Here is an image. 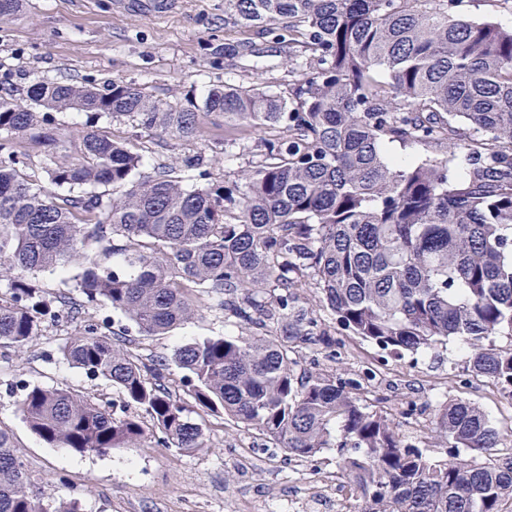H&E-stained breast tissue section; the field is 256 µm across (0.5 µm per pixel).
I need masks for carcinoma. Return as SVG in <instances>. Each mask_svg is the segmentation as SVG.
I'll return each mask as SVG.
<instances>
[{
    "instance_id": "carcinoma-1",
    "label": "carcinoma",
    "mask_w": 512,
    "mask_h": 512,
    "mask_svg": "<svg viewBox=\"0 0 512 512\" xmlns=\"http://www.w3.org/2000/svg\"><path fill=\"white\" fill-rule=\"evenodd\" d=\"M470 0H224V23L288 47L308 72L288 96L266 83L211 86L201 102H161L123 81L97 87L37 78L25 101L0 96V347H25L46 325L80 319L64 356L141 413L120 415L61 385H23L20 408L50 446L107 454L138 448L147 425L180 454L204 447L191 414L256 430L288 457L336 449L356 512H500L512 456L478 406L437 405L446 457L408 442L358 382L298 373L294 343L315 325L292 318V290L310 274L336 322L394 356L457 338L467 368L512 403V27L466 14ZM263 53L226 43L228 58ZM82 112L68 133L52 112ZM279 127L244 182L212 178L202 155L146 172L102 119L185 141L205 120ZM423 147L388 159L383 141ZM29 141L47 149L49 186L27 173ZM75 145L77 157L67 155ZM206 180L189 185L191 171ZM112 187L107 195L99 188ZM78 272L82 303L50 294L37 274ZM219 305L250 335L177 346L170 359L134 355L104 331V302L143 336L166 335ZM182 370L172 389L170 365ZM0 429V512H79L41 503Z\"/></svg>"
}]
</instances>
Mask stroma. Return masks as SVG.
Segmentation results:
<instances>
[{
  "mask_svg": "<svg viewBox=\"0 0 512 512\" xmlns=\"http://www.w3.org/2000/svg\"><path fill=\"white\" fill-rule=\"evenodd\" d=\"M118 0H24L0 23V95L25 98L35 78L140 85L154 98L201 100L211 85L261 79L275 91L288 90V51L262 58L225 59L228 43L254 40L253 32L224 22V0H177L172 13L156 16L140 6L121 10ZM266 130L250 129L243 139L224 138L223 123L209 125L198 142L141 136L136 145L148 166L175 164L188 154L216 155L211 172L229 182L258 160ZM199 315L166 336H140L105 304L92 312L142 357H170L176 346L238 333L234 317L202 298ZM295 317L314 319L324 341L299 348V371L327 372L361 381L360 394L373 409L391 413L406 440L443 456L431 438L435 408L449 399L479 406L512 448V404L492 381L472 376L463 345L451 340L435 352L396 358L344 330L320 292L303 281ZM82 330L78 320L45 327L22 349L0 347V429L7 431L30 475V492L42 501L75 498L82 512H289V503L327 494L330 512H353L356 503L337 473L335 450L298 460L258 432L233 421L205 417L204 449L182 455L145 438L140 447L107 455L53 448L30 431L18 404L22 385L66 384L96 402L121 411L112 385L84 374L64 357L67 341Z\"/></svg>",
  "mask_w": 512,
  "mask_h": 512,
  "instance_id": "35a3bbf8",
  "label": "stroma"
}]
</instances>
